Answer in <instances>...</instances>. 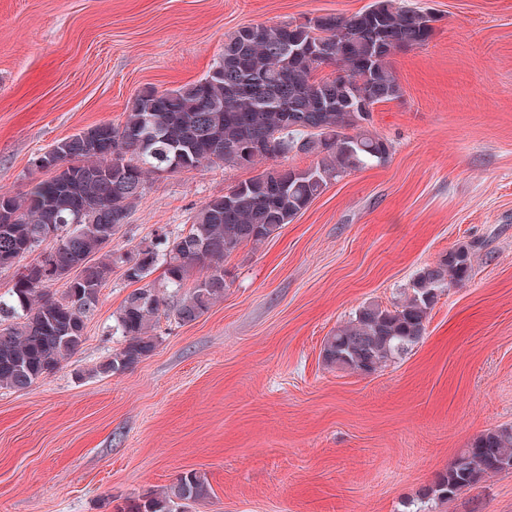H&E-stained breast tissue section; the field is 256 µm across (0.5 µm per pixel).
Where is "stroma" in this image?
<instances>
[{
  "mask_svg": "<svg viewBox=\"0 0 512 512\" xmlns=\"http://www.w3.org/2000/svg\"><path fill=\"white\" fill-rule=\"evenodd\" d=\"M372 2L0 0V190H27L55 142L122 124L142 88L205 76L238 28ZM404 2L437 22L391 59L402 95L368 125L389 157L241 246L222 301L189 324L160 319L155 350L107 376L95 369L133 289L115 269L62 368L0 389V512H114L190 470L208 494L188 512H512V470L424 496L475 437L512 427V0ZM256 173L151 178L115 242L186 232ZM461 245L472 276L443 289L411 351L368 376L325 363L360 306L403 300Z\"/></svg>",
  "mask_w": 512,
  "mask_h": 512,
  "instance_id": "stroma-1",
  "label": "stroma"
}]
</instances>
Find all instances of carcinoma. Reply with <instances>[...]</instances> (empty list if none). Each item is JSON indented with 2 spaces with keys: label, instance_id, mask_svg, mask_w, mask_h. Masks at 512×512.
<instances>
[{
  "label": "carcinoma",
  "instance_id": "cac0c4a2",
  "mask_svg": "<svg viewBox=\"0 0 512 512\" xmlns=\"http://www.w3.org/2000/svg\"><path fill=\"white\" fill-rule=\"evenodd\" d=\"M433 17L399 0H374L348 18L323 15L304 24L251 25L224 40V55L203 78L176 89L146 87L119 127L98 124L58 141L43 153L47 176L21 195L0 192V269L16 268L0 296V388L24 390L50 375L85 340L86 320L116 267L132 283L163 269L124 299L112 331L121 347L96 367L114 375L153 352L161 316L196 321L224 297V261L240 246L268 239L305 210L328 182L385 161L390 144L363 129L376 105L401 97L390 59L426 44ZM326 61L348 77H317ZM122 133L134 150L112 152ZM259 142L268 153L249 152ZM291 152L315 157L307 169L283 168ZM271 165L203 202L187 233L163 230L133 249L112 247L133 205L158 168L191 171L212 165ZM57 234L42 258L49 228ZM201 275L185 293L186 281ZM469 250L458 248L417 275L412 293L392 307L360 306L327 337L326 363L373 373L425 336L429 315L445 287L469 280ZM63 281L60 294L50 291ZM512 469V428L488 429L455 455L427 495L452 498L485 477ZM208 494L204 475L188 471L172 485L115 506V512H186Z\"/></svg>",
  "mask_w": 512,
  "mask_h": 512
}]
</instances>
